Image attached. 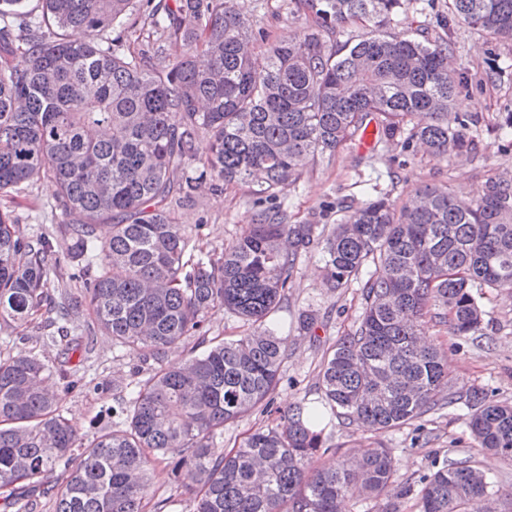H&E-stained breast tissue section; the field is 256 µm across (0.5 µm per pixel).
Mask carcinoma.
<instances>
[{
  "instance_id": "obj_1",
  "label": "carcinoma",
  "mask_w": 512,
  "mask_h": 512,
  "mask_svg": "<svg viewBox=\"0 0 512 512\" xmlns=\"http://www.w3.org/2000/svg\"><path fill=\"white\" fill-rule=\"evenodd\" d=\"M0 0V199L49 178L57 186L55 230L27 236L0 209V325L40 321L58 360L0 358V489L16 512L46 499L54 512H144L151 471L170 466L194 486L190 512H342L358 488L399 512H467L502 495L470 457L433 462L398 482L390 449L344 453L326 466L325 413L303 401L281 423L225 451L224 425L267 409L280 382L282 342L265 327L289 288L298 255L323 245L324 285L361 281L358 326L325 354L321 383L331 411L376 429L410 424L452 406L448 364L422 340L427 317L466 339L482 331L483 289H512V179H487L477 197L421 186L402 201L379 195L351 209L329 235L288 224L274 201L306 164L332 157L375 121L378 143L406 155L471 160L477 143L451 117L466 84L449 66L461 24L512 44V0H448L435 35L392 31L403 0H289L302 34L272 42L233 0H42L41 18ZM349 24L366 31L341 42ZM70 30L88 33L74 41ZM148 31L143 48L130 36ZM183 49L171 60L164 44ZM265 50L257 72L251 56ZM17 54L27 66L18 71ZM192 174H186V171ZM185 172L181 180L174 174ZM205 183H245L254 223L220 255L192 254L193 232L174 222L173 203ZM77 263L87 315L112 345L150 364L121 422L86 442L62 414L53 378L76 385L92 337L73 335L82 311L50 287L53 240ZM226 309L253 326L239 339L207 336ZM316 335L318 316L299 314ZM197 337L183 365L166 350ZM482 451L512 463V402L476 389L464 400ZM60 483L47 481L58 466Z\"/></svg>"
}]
</instances>
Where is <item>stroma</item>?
Instances as JSON below:
<instances>
[{
	"label": "stroma",
	"instance_id": "obj_1",
	"mask_svg": "<svg viewBox=\"0 0 512 512\" xmlns=\"http://www.w3.org/2000/svg\"><path fill=\"white\" fill-rule=\"evenodd\" d=\"M278 0H234V5L262 27L270 38L301 33L300 21L278 13ZM448 13V0H405L397 14L395 31L411 37L421 29H437ZM454 67L467 72L468 83L461 87L453 115L478 117L469 127L480 140V152L471 161L432 157L403 158L398 147L379 152L361 151L357 141L345 142L332 158L309 164L295 186L279 196L288 223L316 220L334 229L342 218V205H358L371 199L365 180L377 179L378 191L401 198L417 186L447 184L465 198L475 197L486 179L512 177V133L500 135L495 125L500 116L512 112V45L491 40L465 25L454 34ZM53 182L42 180L26 195L10 202L22 233L36 234L51 227L48 206L55 201ZM254 195L241 184L223 192L202 191L175 205L177 223L199 227L195 244L203 252H223L225 245L239 237L243 225L251 223ZM484 334L461 339L449 334L446 326L426 321L428 338L448 359L451 390L462 396L482 388L496 400L512 401V291L487 289ZM316 311L319 326L315 336L303 335L298 315ZM362 311L359 283L336 292L323 286V253L314 247L298 255L291 286L278 310L267 320L283 341L280 367L271 412H253L226 425L219 444L236 447L254 429L276 425L288 407L299 401L314 404L323 398L320 371L325 352L338 337L356 326ZM93 349L84 363L82 381L66 396L64 415L80 435L93 437L99 428L111 425L112 408L125 399L138 378L148 371L135 355L118 352L110 337L93 331ZM36 355L53 362L57 345L48 342L36 325L0 329V357ZM467 409L458 403L422 417L420 425L393 429H373L343 417H333L326 431L328 443L341 450L382 446L391 449L398 481L429 471L433 460L448 453L472 456L478 467L494 476L508 495L496 503L497 512H512V463L473 448L465 425Z\"/></svg>",
	"mask_w": 512,
	"mask_h": 512
}]
</instances>
